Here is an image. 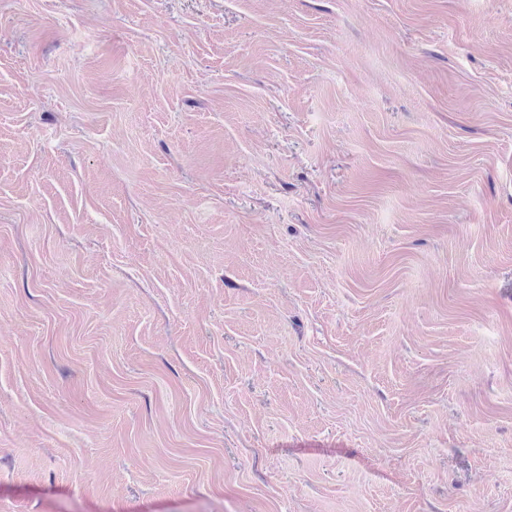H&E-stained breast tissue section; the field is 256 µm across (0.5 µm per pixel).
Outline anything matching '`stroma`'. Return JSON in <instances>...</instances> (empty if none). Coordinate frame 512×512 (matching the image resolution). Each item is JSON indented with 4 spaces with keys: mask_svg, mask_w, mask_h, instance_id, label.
Returning <instances> with one entry per match:
<instances>
[{
    "mask_svg": "<svg viewBox=\"0 0 512 512\" xmlns=\"http://www.w3.org/2000/svg\"><path fill=\"white\" fill-rule=\"evenodd\" d=\"M0 512H512V0H0Z\"/></svg>",
    "mask_w": 512,
    "mask_h": 512,
    "instance_id": "1",
    "label": "stroma"
}]
</instances>
